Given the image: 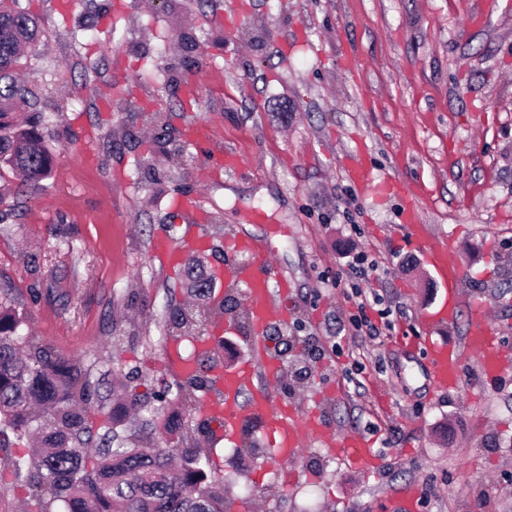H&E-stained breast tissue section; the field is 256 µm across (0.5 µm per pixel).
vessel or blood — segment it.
<instances>
[{
  "label": "vessel or blood",
  "instance_id": "vessel-or-blood-1",
  "mask_svg": "<svg viewBox=\"0 0 512 512\" xmlns=\"http://www.w3.org/2000/svg\"><path fill=\"white\" fill-rule=\"evenodd\" d=\"M347 179L361 192L376 188L382 194L403 197L406 201L403 212L406 233L410 239L421 240L419 199L403 184L394 179L375 181L369 168L358 161L349 163ZM204 242V236L191 226L181 244H173L161 235L154 240L152 251L174 266L182 262L186 253L197 251ZM224 247L228 252L249 256L247 262L230 267L229 272L234 281L245 288L252 342L249 353L235 369H216L215 376L223 395L206 401L204 413L214 424L215 437L219 440L231 438L247 419L263 417L267 421L270 444L276 456L297 459L308 440L328 436L329 429L321 415L311 411L300 416L286 411L273 403L264 388L252 385L257 368H264L270 375L277 369L276 360L270 353L266 330L271 321L285 323L291 317L288 279L277 269L273 254L265 243L230 236L226 238ZM425 251L441 279L451 282L458 280L462 269L452 250L430 243ZM496 334V327L477 313L471 319L463 345L419 336L408 337L407 344L416 350L425 349L432 379L440 388L450 390L460 386L465 355H476L479 368L486 376L512 367V358L501 352L495 343ZM247 389L251 390L252 398L249 405L244 407L239 399ZM336 451L368 466L376 461L369 440L362 435L337 441Z\"/></svg>",
  "mask_w": 512,
  "mask_h": 512
}]
</instances>
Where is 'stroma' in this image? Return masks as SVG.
<instances>
[{
    "label": "stroma",
    "mask_w": 512,
    "mask_h": 512,
    "mask_svg": "<svg viewBox=\"0 0 512 512\" xmlns=\"http://www.w3.org/2000/svg\"><path fill=\"white\" fill-rule=\"evenodd\" d=\"M19 3L41 21L20 77L45 118L52 168L37 188L0 178L11 203L0 288L25 304L35 334L84 357L94 380L119 379L126 396L182 386L167 352L194 343L167 320L191 295L184 266L248 259L219 246L172 271L153 256L157 236L181 242L188 225L172 200L198 197L225 235L270 242L292 284L294 347L254 386L317 410L336 436L377 437L372 468L318 441L299 460L276 457L256 420L218 442L202 409L219 393L209 384L183 408L230 503L399 512L396 491L417 485L415 512H512V370L485 377L470 355L462 386L443 391L424 356L396 342L463 343L478 308L512 352V0H82L72 15L57 0ZM474 11L477 28L465 22ZM190 121L210 125L208 148L185 144ZM212 149L239 154V170L204 177ZM353 160L424 189L426 240L461 262L454 286L405 235L399 199L348 182ZM360 251L377 271L344 277V257ZM355 290L388 335H351ZM446 301L455 320L433 324Z\"/></svg>",
    "instance_id": "stroma-1"
}]
</instances>
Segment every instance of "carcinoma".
<instances>
[{"mask_svg": "<svg viewBox=\"0 0 512 512\" xmlns=\"http://www.w3.org/2000/svg\"><path fill=\"white\" fill-rule=\"evenodd\" d=\"M40 22L20 7L0 10V169L36 185L50 166L40 112L13 111L30 90L17 81L24 50L39 46ZM15 299L0 298V428L30 440L29 459L5 458L42 512H224V478L204 448H162L161 432L185 427L178 398L160 407L118 394L103 404L100 384L78 357H64L28 330ZM179 335L204 339L194 307L170 311ZM192 360L195 385L217 361L209 350Z\"/></svg>", "mask_w": 512, "mask_h": 512, "instance_id": "carcinoma-1", "label": "carcinoma"}]
</instances>
